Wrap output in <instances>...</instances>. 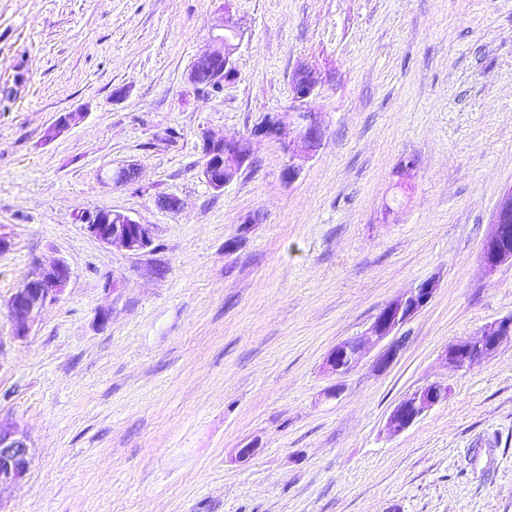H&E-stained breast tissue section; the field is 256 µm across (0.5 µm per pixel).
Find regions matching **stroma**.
<instances>
[{
	"mask_svg": "<svg viewBox=\"0 0 512 512\" xmlns=\"http://www.w3.org/2000/svg\"><path fill=\"white\" fill-rule=\"evenodd\" d=\"M225 16L237 75L197 88ZM303 63L323 77L319 152L290 184L281 143L256 139L211 189L204 135L283 114ZM130 162L137 184L104 181ZM511 190L512 0H0V419L33 453L0 506L512 512V343L443 359L512 314V266L480 260ZM98 209L150 225L151 246L89 236L76 215ZM57 260L64 293L15 337L7 301ZM434 275L393 364L375 346L342 382L324 371ZM432 382L447 401L387 435Z\"/></svg>",
	"mask_w": 512,
	"mask_h": 512,
	"instance_id": "1",
	"label": "stroma"
}]
</instances>
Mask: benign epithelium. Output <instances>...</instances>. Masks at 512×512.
I'll return each mask as SVG.
<instances>
[{
    "instance_id": "benign-epithelium-1",
    "label": "benign epithelium",
    "mask_w": 512,
    "mask_h": 512,
    "mask_svg": "<svg viewBox=\"0 0 512 512\" xmlns=\"http://www.w3.org/2000/svg\"><path fill=\"white\" fill-rule=\"evenodd\" d=\"M222 29L230 37L222 35L214 39V45L201 53L197 67L190 70L189 81L202 85L212 80V75H222L230 81L236 75L234 54L239 48L243 34L229 19L222 20ZM321 85L320 72L313 66L298 68L292 79L293 97L285 115H268L252 131L254 137H274L282 142L290 157L312 156L323 138V127L319 112L310 106ZM83 112H67L59 116L50 128L57 135L80 123ZM251 139L215 138L204 136L201 174L207 185L221 191L231 184L250 164ZM106 179L115 185H134L139 180L138 168L134 164L107 171ZM80 223L93 237L106 245L119 246L138 254L152 243L151 227L132 216L113 210H96L82 213ZM482 264L486 272L493 273L500 266L512 264V190L499 203L492 231L481 251ZM70 278V269L62 261L54 262L40 271L33 279L18 288L7 302L8 315L17 337H24L30 330L35 315L49 302L56 300L65 290ZM439 283L432 276L413 288L390 300L375 317L366 336L375 343L386 342L376 364L386 367L399 355L402 339L397 336L407 324L433 298ZM512 341V315L502 318L484 329L477 340H461L444 351L447 365L455 369L471 366L474 360L486 358L505 341ZM365 340L350 338L336 344L325 360L328 373L342 377L353 370L361 360ZM448 395V386L430 383L402 399L390 412L386 427L389 433L397 434L409 428L424 413L441 403ZM32 455L26 441L19 437L10 425L0 421V485L16 483L27 474Z\"/></svg>"
}]
</instances>
